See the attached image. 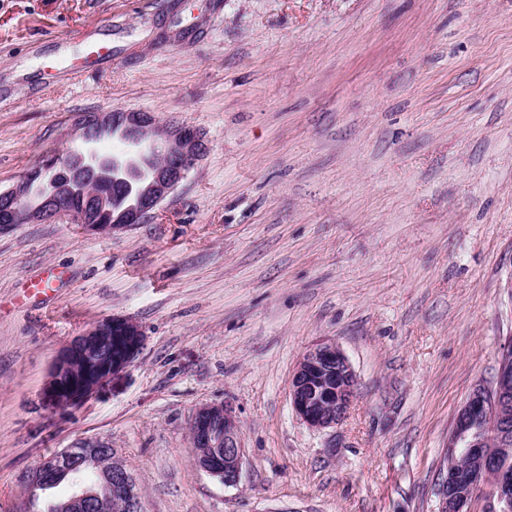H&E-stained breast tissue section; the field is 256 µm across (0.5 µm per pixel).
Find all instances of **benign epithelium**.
<instances>
[{"label":"benign epithelium","instance_id":"1","mask_svg":"<svg viewBox=\"0 0 512 512\" xmlns=\"http://www.w3.org/2000/svg\"><path fill=\"white\" fill-rule=\"evenodd\" d=\"M121 133L120 147L100 150L105 132ZM69 148L41 163L38 175L21 178L0 190V231L14 224L52 222L60 217L95 233H110L140 224L154 214L207 153L203 133L196 129L160 126L146 112L93 113L74 125ZM128 185L130 204L112 224H94L106 206L105 195L93 186L110 181ZM80 195V210L63 201ZM144 341L140 326L127 318H105L63 345L43 389L44 403L56 411L80 407L136 357ZM291 406L310 428H334L348 416L358 397V377L344 351L323 340L301 356L288 383ZM194 460L199 469L235 486L240 480L244 448L232 411L207 404L191 423ZM98 447L62 448L22 475L30 489H45L60 474L98 471ZM512 353L502 348L492 386L478 385L457 414L437 491V512H468L480 492L485 512H512ZM135 478L125 468L112 471L104 489L115 512H142Z\"/></svg>","mask_w":512,"mask_h":512}]
</instances>
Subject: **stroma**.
Masks as SVG:
<instances>
[{
  "label": "stroma",
  "mask_w": 512,
  "mask_h": 512,
  "mask_svg": "<svg viewBox=\"0 0 512 512\" xmlns=\"http://www.w3.org/2000/svg\"><path fill=\"white\" fill-rule=\"evenodd\" d=\"M96 40L111 62L71 74ZM113 109L209 150L144 223L0 232V512L96 441L143 512H435L456 414L512 338V0H0V189ZM113 316L139 354L45 407L58 349ZM321 339L359 394L316 431L288 382ZM206 404L239 421L236 486L194 463Z\"/></svg>",
  "instance_id": "obj_1"
}]
</instances>
